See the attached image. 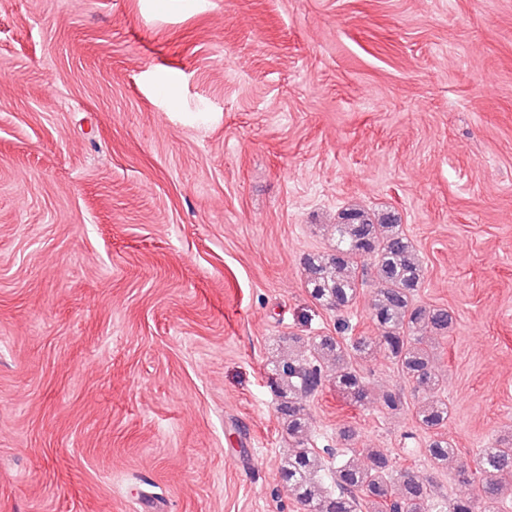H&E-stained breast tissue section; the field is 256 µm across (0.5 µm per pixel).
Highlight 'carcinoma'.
<instances>
[{
    "label": "carcinoma",
    "mask_w": 512,
    "mask_h": 512,
    "mask_svg": "<svg viewBox=\"0 0 512 512\" xmlns=\"http://www.w3.org/2000/svg\"><path fill=\"white\" fill-rule=\"evenodd\" d=\"M332 248L310 253L302 263L305 286L311 298L330 310L353 306L364 293L371 300V318L379 336H351L346 321L337 324L336 336L288 338V348L268 364L288 443V456L280 461L279 474L288 493L303 512H506L512 498V435L497 438L479 451L476 474L482 490L475 497L433 501L432 485L405 473L393 490L391 462L382 448H365L367 463L360 464L351 446L355 433L339 432L345 446L317 448L309 437L303 400L324 382L323 367L331 361L336 390L361 406L387 412L401 410L403 394L376 392L357 367L375 352L384 353L414 391L424 393L415 418L429 433L424 452L436 467L455 455L448 440V401L440 396L443 383L431 370L433 348L423 330L448 334L453 317L448 309L427 307L416 297L424 285L425 270L413 241L391 213L380 215L351 207L331 225Z\"/></svg>",
    "instance_id": "carcinoma-1"
}]
</instances>
